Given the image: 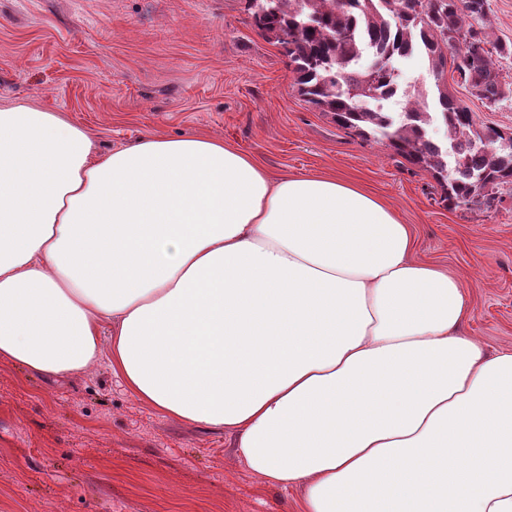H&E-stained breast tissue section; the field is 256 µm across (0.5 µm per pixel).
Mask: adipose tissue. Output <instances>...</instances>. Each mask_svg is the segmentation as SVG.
<instances>
[{
	"label": "adipose tissue",
	"instance_id": "1",
	"mask_svg": "<svg viewBox=\"0 0 512 512\" xmlns=\"http://www.w3.org/2000/svg\"><path fill=\"white\" fill-rule=\"evenodd\" d=\"M415 245L336 176L199 135L100 156L0 105V362L108 360L137 402L303 487L300 512H512V348L463 335L460 281Z\"/></svg>",
	"mask_w": 512,
	"mask_h": 512
}]
</instances>
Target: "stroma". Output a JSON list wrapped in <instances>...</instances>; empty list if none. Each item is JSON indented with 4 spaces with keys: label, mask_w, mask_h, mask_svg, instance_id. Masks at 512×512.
I'll use <instances>...</instances> for the list:
<instances>
[{
    "label": "stroma",
    "mask_w": 512,
    "mask_h": 512,
    "mask_svg": "<svg viewBox=\"0 0 512 512\" xmlns=\"http://www.w3.org/2000/svg\"><path fill=\"white\" fill-rule=\"evenodd\" d=\"M452 92L477 124L512 130L496 106ZM27 102L83 126L107 154L158 133L204 135L276 176L333 174L412 225L416 257L465 288L467 335L512 347V189L448 208L427 173L306 103L284 49L246 0H0V105ZM302 493L264 484L229 433L138 403L108 363L47 381L0 363V512H299Z\"/></svg>",
    "instance_id": "35a3bbf8"
}]
</instances>
